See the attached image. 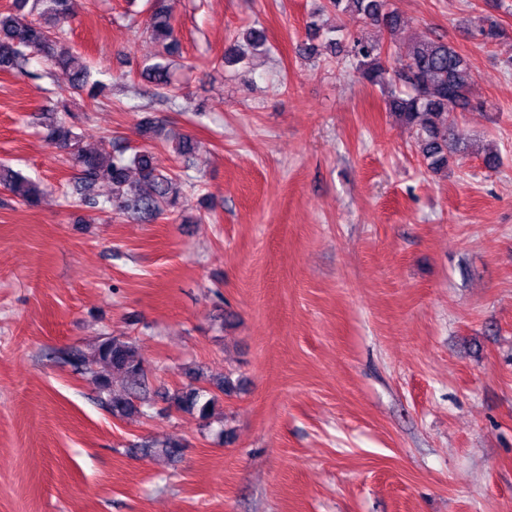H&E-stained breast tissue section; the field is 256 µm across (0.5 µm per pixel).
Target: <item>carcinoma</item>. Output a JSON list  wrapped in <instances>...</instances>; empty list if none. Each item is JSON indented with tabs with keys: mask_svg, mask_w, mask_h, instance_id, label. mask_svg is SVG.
Masks as SVG:
<instances>
[{
	"mask_svg": "<svg viewBox=\"0 0 512 512\" xmlns=\"http://www.w3.org/2000/svg\"><path fill=\"white\" fill-rule=\"evenodd\" d=\"M322 10L336 14L350 13L363 25L393 32L401 25L398 14L390 10L389 0H326ZM72 19L70 0H14L12 8L0 12V71L32 79L30 60L39 57L52 69L69 77L70 93L96 101L112 83L98 78L84 58L58 45L67 38ZM339 29L325 31L317 23L308 26L307 43L299 51L312 55H333L341 40ZM150 39L160 48V61L142 69L141 77L152 84L154 95L174 112L183 111L175 95L163 91L171 85L168 58L181 53V43L174 26L172 0H152L149 26ZM478 35L490 45L505 35L497 20L488 17L478 27ZM251 48L265 45V35L251 29L245 37ZM244 45V46H246ZM244 46L233 44L224 52V62H239L245 57ZM356 60L359 78L385 93L386 109L398 121L414 130L416 154L426 170L438 173L448 170L453 155L463 151L455 137L456 114L483 107L475 97L476 75L469 61L441 37L419 35L401 45L385 43L370 37L351 36L349 49ZM398 65L392 67L390 60ZM56 108L61 115L41 122L48 145L65 152L76 169L75 184L79 204L102 213L107 207L151 223L182 205V178L157 163L152 152L138 150L130 156L119 152L109 157L89 150L67 120L68 101L62 99ZM111 185L112 195L99 200L98 183ZM0 187L23 203L33 206L47 194V187L35 182L10 165L0 163ZM68 363L90 377L102 405L119 418L142 413V402L150 390L147 370L132 342L116 336H105L95 348L85 353L70 352ZM118 375L124 390H112V376ZM188 382L177 388L171 403L179 412L195 415L208 427L211 424L218 394L229 395L235 385L227 376L205 378L195 368L185 371ZM146 453L176 461L184 443L180 439L147 440L140 444Z\"/></svg>",
	"mask_w": 512,
	"mask_h": 512,
	"instance_id": "obj_1",
	"label": "carcinoma"
}]
</instances>
